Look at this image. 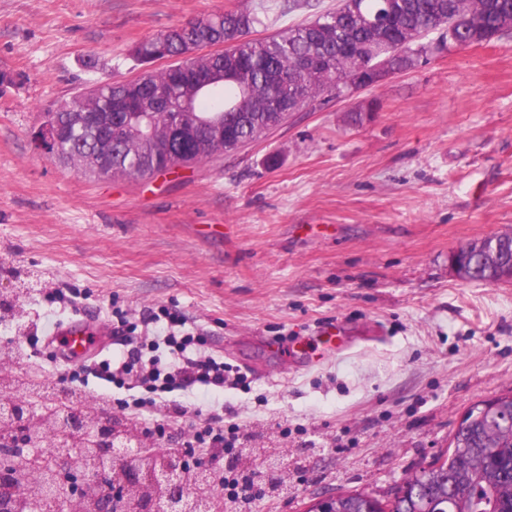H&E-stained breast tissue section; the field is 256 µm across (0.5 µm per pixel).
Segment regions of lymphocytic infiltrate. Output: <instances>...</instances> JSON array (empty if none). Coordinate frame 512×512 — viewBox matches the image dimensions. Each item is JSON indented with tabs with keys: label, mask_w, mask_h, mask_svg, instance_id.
<instances>
[{
	"label": "lymphocytic infiltrate",
	"mask_w": 512,
	"mask_h": 512,
	"mask_svg": "<svg viewBox=\"0 0 512 512\" xmlns=\"http://www.w3.org/2000/svg\"><path fill=\"white\" fill-rule=\"evenodd\" d=\"M112 316L116 352L73 362L69 373L61 375V383L94 378L127 391V398L115 402L117 412L161 439L171 419L190 418L191 433L183 443L185 467L196 469L197 450L206 451L219 466L214 487L224 491L240 512H249L255 500V473L239 463L246 452L241 426L225 424L218 412L203 413L184 400L190 393L245 385L247 374L225 363L209 336L197 331L175 308L150 307L136 314L116 309Z\"/></svg>",
	"instance_id": "f902f5d3"
}]
</instances>
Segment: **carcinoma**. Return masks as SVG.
I'll return each instance as SVG.
<instances>
[{"label":"carcinoma","mask_w":512,"mask_h":512,"mask_svg":"<svg viewBox=\"0 0 512 512\" xmlns=\"http://www.w3.org/2000/svg\"><path fill=\"white\" fill-rule=\"evenodd\" d=\"M369 16L398 17L390 39L409 37L403 55L391 58L389 69L403 72L434 53L422 41L424 33L441 20H454L459 45H470L467 19H480L490 30L512 27L509 0H358ZM262 24L259 13L249 8L213 13L186 24L168 28L138 42L132 58L141 66L150 62L158 47L177 50L186 40L199 45L229 46L209 56V69L227 70L231 76L221 85L187 87L178 79L179 68L170 64L155 70L148 87L113 82L98 86L96 105L103 112L102 127L79 126L71 113L80 105L66 101L45 114L67 134L49 152L76 173L100 179L121 175L151 178L174 168H186L225 153L211 140L195 143L181 132H224V139L241 146L258 141L288 120L283 110L296 103L305 107L327 97L336 98L359 65L374 60L376 33L359 28L339 9L327 11L312 21L288 27L261 39L249 37ZM316 52L334 61L336 75L320 69L299 72L288 78L284 71L298 55ZM276 86L280 104L274 107L267 88ZM112 129L119 144L129 147L112 156V169L89 161L102 131ZM482 266L477 278L488 284L500 282L512 268V235L506 233L497 245L483 243L478 253ZM0 392L22 394L43 403L53 396L52 387L37 376L0 378ZM454 447L438 458L439 466L407 474L402 487L409 489L397 512H512V424L506 425L473 407L457 432ZM382 500L364 491L338 493L332 512H384Z\"/></svg>","instance_id":"cac0c4a2"}]
</instances>
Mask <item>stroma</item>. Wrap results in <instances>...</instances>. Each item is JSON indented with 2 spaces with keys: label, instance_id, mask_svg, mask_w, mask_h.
<instances>
[{
  "label": "stroma",
  "instance_id": "1",
  "mask_svg": "<svg viewBox=\"0 0 512 512\" xmlns=\"http://www.w3.org/2000/svg\"><path fill=\"white\" fill-rule=\"evenodd\" d=\"M339 0H0V295L31 290L0 345L56 379L28 342L67 284L111 321L178 306L248 389L201 400L279 444L287 495L254 512H306L315 497L384 498L448 448L461 416L512 390V282L459 279L460 247L512 233V32L436 54L379 86L293 113L230 154L152 179L93 180L35 149L45 112L82 88L136 77L135 44L202 16L255 8L263 38ZM363 124L349 115L370 100ZM276 166H268L269 155ZM329 320L358 343L302 364L268 342Z\"/></svg>",
  "mask_w": 512,
  "mask_h": 512
}]
</instances>
